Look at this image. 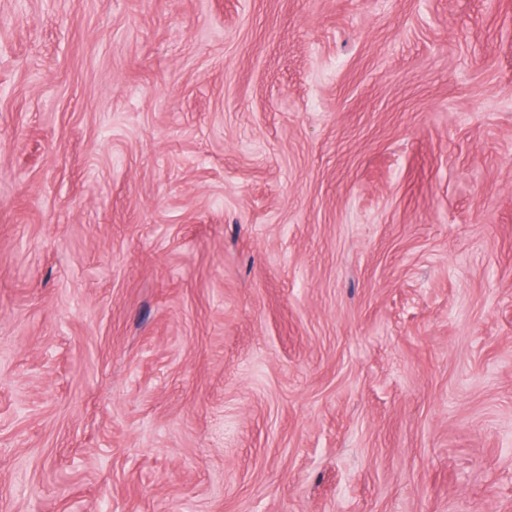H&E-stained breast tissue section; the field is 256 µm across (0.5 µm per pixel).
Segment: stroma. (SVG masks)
I'll return each instance as SVG.
<instances>
[{"mask_svg": "<svg viewBox=\"0 0 512 512\" xmlns=\"http://www.w3.org/2000/svg\"><path fill=\"white\" fill-rule=\"evenodd\" d=\"M0 512H512V0H0Z\"/></svg>", "mask_w": 512, "mask_h": 512, "instance_id": "35a3bbf8", "label": "stroma"}]
</instances>
